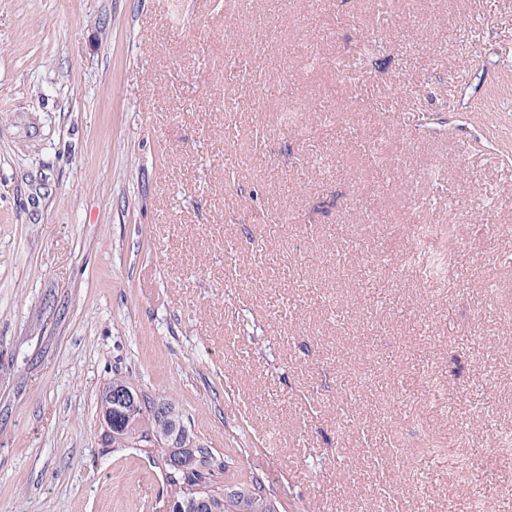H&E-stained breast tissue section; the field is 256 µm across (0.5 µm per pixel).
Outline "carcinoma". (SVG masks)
Returning <instances> with one entry per match:
<instances>
[{"mask_svg":"<svg viewBox=\"0 0 512 512\" xmlns=\"http://www.w3.org/2000/svg\"><path fill=\"white\" fill-rule=\"evenodd\" d=\"M135 387L129 376H112L98 400L101 438L107 447L150 450L176 512H276L256 478L249 483L230 478L236 490L231 495L211 483V476L228 469L224 456L198 439L172 398L146 393L144 404L132 414L113 400V390Z\"/></svg>","mask_w":512,"mask_h":512,"instance_id":"carcinoma-1","label":"carcinoma"}]
</instances>
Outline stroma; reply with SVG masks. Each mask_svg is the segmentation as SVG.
Instances as JSON below:
<instances>
[{"label": "stroma", "instance_id": "stroma-1", "mask_svg": "<svg viewBox=\"0 0 512 512\" xmlns=\"http://www.w3.org/2000/svg\"><path fill=\"white\" fill-rule=\"evenodd\" d=\"M508 57L512 0H0V512H157L118 371L279 512H512Z\"/></svg>", "mask_w": 512, "mask_h": 512}]
</instances>
